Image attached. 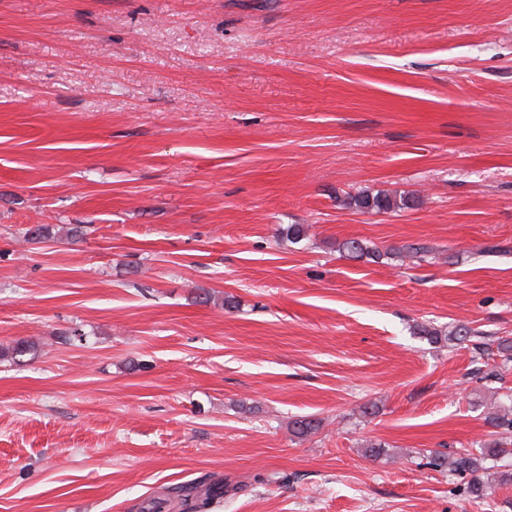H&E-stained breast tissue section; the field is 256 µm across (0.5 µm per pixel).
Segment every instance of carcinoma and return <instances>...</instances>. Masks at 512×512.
Segmentation results:
<instances>
[{"instance_id":"1","label":"carcinoma","mask_w":512,"mask_h":512,"mask_svg":"<svg viewBox=\"0 0 512 512\" xmlns=\"http://www.w3.org/2000/svg\"><path fill=\"white\" fill-rule=\"evenodd\" d=\"M416 201V197H393L384 192L367 193L362 192L350 198L349 204L361 211L392 212L398 209L409 208ZM338 251L350 258H378L380 254L376 250L366 246L363 242L355 239L346 240L339 244ZM423 336L434 344L442 341L458 345L467 341L472 330L458 328L449 333L438 329L423 328ZM502 397L509 402V407H501L491 417L492 424L506 431H512V389L502 394ZM319 429V422L313 418L301 417L291 423L292 432L305 437L315 433ZM512 456V441L492 440L484 443L478 449L462 448L453 455L435 453L428 457L426 466L432 468L448 469V471L471 476L469 481L470 493L483 498L491 494V487L487 486L478 476V472L485 469L486 463H494L497 460ZM230 484L212 483L205 488L198 485H181L171 489L174 494L172 499L147 498L139 505L140 512H163V509L171 505L178 506V512H210L217 500L229 492Z\"/></svg>"}]
</instances>
